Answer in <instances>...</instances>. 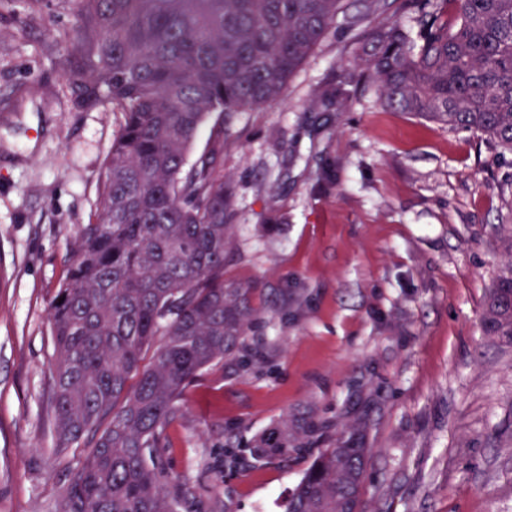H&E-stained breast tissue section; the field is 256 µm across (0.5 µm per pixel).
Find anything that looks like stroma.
<instances>
[{"label": "stroma", "instance_id": "obj_1", "mask_svg": "<svg viewBox=\"0 0 512 512\" xmlns=\"http://www.w3.org/2000/svg\"><path fill=\"white\" fill-rule=\"evenodd\" d=\"M44 13L0 10V512H62L82 444L58 450L50 302L122 116L77 111ZM338 24L277 102L224 125V285L257 318L187 388L157 450L179 512H283L320 449H370L363 512H512V338L484 301L512 260V154L384 107ZM263 446V464L228 448Z\"/></svg>", "mask_w": 512, "mask_h": 512}]
</instances>
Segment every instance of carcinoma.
<instances>
[{
	"label": "carcinoma",
	"instance_id": "cac0c4a2",
	"mask_svg": "<svg viewBox=\"0 0 512 512\" xmlns=\"http://www.w3.org/2000/svg\"><path fill=\"white\" fill-rule=\"evenodd\" d=\"M64 64L73 105L121 112L98 179L95 220L50 307L58 447L83 442L63 512H178L154 455L197 375L224 362L255 311L224 287V174L186 167L203 123L278 100L336 26L343 0H68ZM415 6L416 38L388 16ZM358 67L383 103L480 133L512 154V0H363ZM512 262L489 289L483 324L512 338ZM164 341L153 347L155 337ZM149 363H144L147 352ZM369 448H324L286 512H345L361 500Z\"/></svg>",
	"mask_w": 512,
	"mask_h": 512
}]
</instances>
